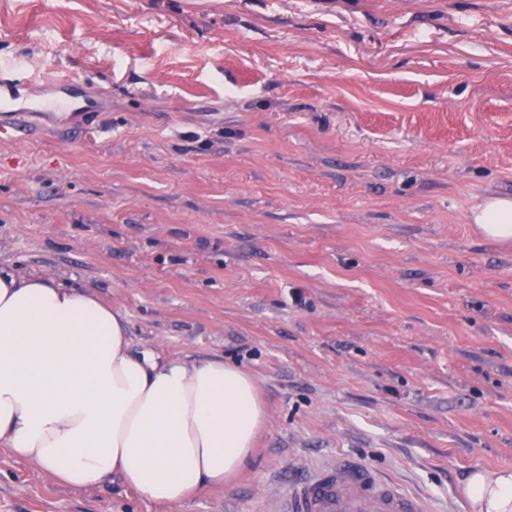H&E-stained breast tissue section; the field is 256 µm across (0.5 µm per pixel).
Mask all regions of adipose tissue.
Wrapping results in <instances>:
<instances>
[{"label":"adipose tissue","mask_w":512,"mask_h":512,"mask_svg":"<svg viewBox=\"0 0 512 512\" xmlns=\"http://www.w3.org/2000/svg\"><path fill=\"white\" fill-rule=\"evenodd\" d=\"M512 240V200L471 213ZM266 420L253 375L213 358L133 350L120 312L79 287L0 267V447L60 484L112 479L159 504L218 488L252 459ZM477 512H512V472H472Z\"/></svg>","instance_id":"1"}]
</instances>
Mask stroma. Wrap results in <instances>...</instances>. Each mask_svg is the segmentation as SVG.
<instances>
[{"label": "stroma", "instance_id": "35a3bbf8", "mask_svg": "<svg viewBox=\"0 0 512 512\" xmlns=\"http://www.w3.org/2000/svg\"><path fill=\"white\" fill-rule=\"evenodd\" d=\"M17 105L0 265L80 287L133 347L251 372L249 468L171 505L0 447V512H275L354 457L472 512L512 471V0H0ZM302 303H295V296ZM471 223L476 224L481 234L494 242L512 239V200L492 197L471 213ZM464 493L479 512H511L512 472L475 470Z\"/></svg>", "mask_w": 512, "mask_h": 512}]
</instances>
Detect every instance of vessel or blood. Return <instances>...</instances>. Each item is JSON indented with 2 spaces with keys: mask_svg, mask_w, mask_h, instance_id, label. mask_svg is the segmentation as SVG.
<instances>
[{
  "mask_svg": "<svg viewBox=\"0 0 512 512\" xmlns=\"http://www.w3.org/2000/svg\"><path fill=\"white\" fill-rule=\"evenodd\" d=\"M276 512H428L425 497L354 460L320 464L290 487Z\"/></svg>",
  "mask_w": 512,
  "mask_h": 512,
  "instance_id": "1",
  "label": "vessel or blood"
}]
</instances>
